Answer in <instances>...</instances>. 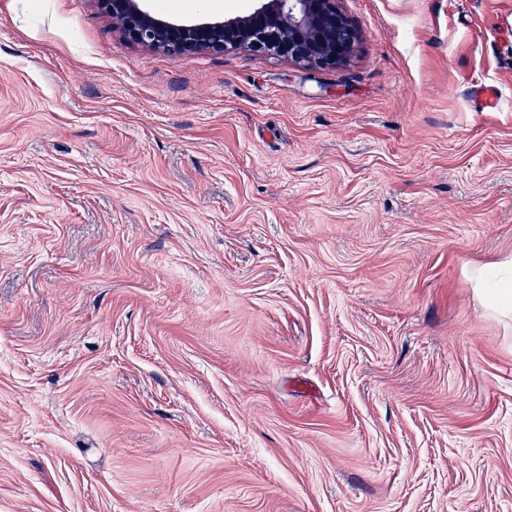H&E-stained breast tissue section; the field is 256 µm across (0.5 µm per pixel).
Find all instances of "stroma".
Here are the masks:
<instances>
[{"label":"stroma","mask_w":512,"mask_h":512,"mask_svg":"<svg viewBox=\"0 0 512 512\" xmlns=\"http://www.w3.org/2000/svg\"><path fill=\"white\" fill-rule=\"evenodd\" d=\"M340 7L318 68L0 0V512H512V0ZM467 94L470 98L476 99L479 102L482 110L497 109L501 100L498 89L492 86H472L468 89ZM470 281L476 292L496 313L512 314V260L497 267L477 268L471 271Z\"/></svg>","instance_id":"obj_1"}]
</instances>
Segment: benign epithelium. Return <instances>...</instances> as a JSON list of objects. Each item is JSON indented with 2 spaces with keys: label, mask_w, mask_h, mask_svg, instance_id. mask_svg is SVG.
<instances>
[{
  "label": "benign epithelium",
  "mask_w": 512,
  "mask_h": 512,
  "mask_svg": "<svg viewBox=\"0 0 512 512\" xmlns=\"http://www.w3.org/2000/svg\"><path fill=\"white\" fill-rule=\"evenodd\" d=\"M134 42L170 52L247 49L307 66L334 68L346 60L358 31L340 0H263L248 15L182 24L162 20L143 0H97Z\"/></svg>",
  "instance_id": "benign-epithelium-1"
}]
</instances>
